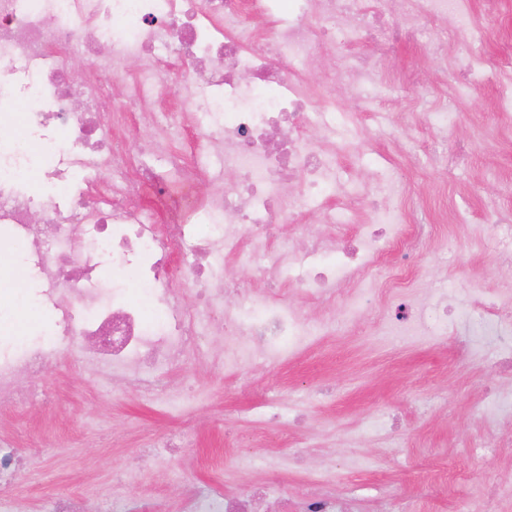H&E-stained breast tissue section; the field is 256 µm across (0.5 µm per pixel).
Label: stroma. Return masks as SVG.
<instances>
[{"label":"stroma","instance_id":"1","mask_svg":"<svg viewBox=\"0 0 512 512\" xmlns=\"http://www.w3.org/2000/svg\"><path fill=\"white\" fill-rule=\"evenodd\" d=\"M472 7L478 21L499 34L486 52H499L503 39L512 38V0H473ZM350 53L381 74V83L371 90L378 99L404 98L398 79L420 59L425 62L424 85H453L465 78V60L440 68L428 62L424 47L407 37L394 42L387 55L365 43L352 46ZM497 93L495 79L483 81L446 137L423 135L413 126L384 130L353 143L339 158L341 175L354 172L367 181L371 173L356 170L354 155L372 152L379 163L393 166L409 191L425 203L411 221L429 225L437 245L410 268L414 285L398 291L396 302L416 304L420 289L437 293L452 282L489 298L496 293L502 276L496 239L442 222L441 214L450 199L482 214L489 197L512 185V139L501 136L492 114ZM399 138L447 149L459 156V166L450 172L415 167L397 148ZM461 253L470 260L464 268L457 263ZM391 314L386 303L376 301L357 329L322 340L284 370L255 360L242 380L226 376L217 365L222 339L212 337L211 364L187 356L167 372L171 386L190 380L201 394L179 418L128 389L121 375L102 378L72 351L60 349L33 385L31 407L0 409V432L15 439L22 457L17 480L27 490L24 512H40L44 499L62 491L86 496L90 512L102 497L113 500V512L148 502L157 512H186L189 496H209L222 477L244 495L260 477L238 466L237 446H260L271 439L285 457L282 489L291 495L304 473L327 468L337 491L361 498L365 512H387V503L395 500L406 503L410 512H426L429 497L414 475L422 468L444 467L455 479L443 485L440 507L459 498L481 499L512 471V457H489L476 450L485 438L478 402L493 388L512 395V376L497 363L471 361L467 350L494 353L496 340L461 318L447 336L432 343H398L372 335L373 320ZM271 395L284 397L303 423L249 420L250 409ZM384 409L398 417L393 437L399 449H387L373 439L352 440L357 422ZM184 431L194 435L195 447L165 455L160 466L133 441L140 433L164 437Z\"/></svg>","mask_w":512,"mask_h":512}]
</instances>
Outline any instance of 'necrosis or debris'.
<instances>
[{
    "instance_id": "necrosis-or-debris-1",
    "label": "necrosis or debris",
    "mask_w": 512,
    "mask_h": 512,
    "mask_svg": "<svg viewBox=\"0 0 512 512\" xmlns=\"http://www.w3.org/2000/svg\"><path fill=\"white\" fill-rule=\"evenodd\" d=\"M397 8L418 43L428 42L432 21L476 26L471 0H0V128L19 121L41 133L56 176L84 164L98 172L59 200L52 188H32L37 164L26 144L0 137V243L23 246L25 291L54 313L24 342L0 336V402L29 403L22 382L43 373L62 336L97 370L120 373L145 400L176 408L187 398L173 393L163 372L202 352L216 315L224 317V370L237 377L256 355L284 364L318 337L355 323L367 300V273L394 253L412 259L432 239L409 221L419 200L367 155L358 161L375 182L340 181L338 154L359 138L360 115L341 107L331 87L311 89L307 76L320 50L337 39L354 43L366 30L374 44L387 45ZM494 37L484 27L476 38L444 42L438 61L466 59L469 80L432 88L434 103L423 113L385 108L375 120L454 126L456 106L492 72L499 81L495 110L512 126V56L487 59L484 48ZM75 55L85 58L83 69L69 67ZM133 58L141 67L126 103L152 115L175 62H191L164 118L177 127L209 114L210 126L197 129L196 139L236 176L213 190L202 223H143L140 202H190L195 181L215 180V173L174 152L160 172L139 161L136 148L121 156L111 150L126 130L103 115L115 111L112 86ZM74 90L84 109L71 106ZM21 96L32 104L18 117L11 107ZM382 196L399 203L380 207ZM306 216L320 232L303 224ZM287 229L298 232L301 248L285 245ZM220 253L264 260V280L287 272L295 292L340 303L339 315L311 317L274 289L218 275L213 259ZM106 255L108 269L100 262ZM179 282L196 288V306H182ZM511 306L512 289L471 300L467 315L487 335L501 336ZM447 332V316H427L422 306L399 313L387 328L398 339ZM293 512L360 507L358 498L336 494L328 472L313 471Z\"/></svg>"
}]
</instances>
